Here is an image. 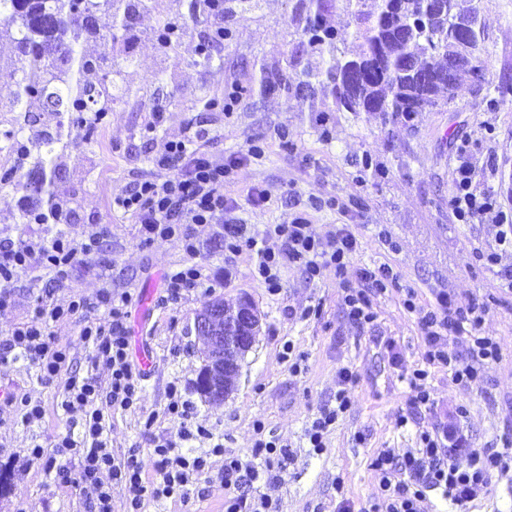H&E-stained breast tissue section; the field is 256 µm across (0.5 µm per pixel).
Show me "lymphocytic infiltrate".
Wrapping results in <instances>:
<instances>
[{"instance_id":"f902f5d3","label":"lymphocytic infiltrate","mask_w":512,"mask_h":512,"mask_svg":"<svg viewBox=\"0 0 512 512\" xmlns=\"http://www.w3.org/2000/svg\"><path fill=\"white\" fill-rule=\"evenodd\" d=\"M201 129L179 140L163 143L152 158L155 175L143 178L113 200V206L137 226L140 243L150 245L171 237L181 240L186 261L165 275L167 302H175L190 291L211 292L208 266L199 262L198 231L222 225L224 262L254 256L252 277L269 294L281 289L282 276L292 267L301 269L307 280L323 281L333 271L336 288L347 319L356 326L377 318L378 298L400 295L403 308L414 314L424 341L425 367L406 372L412 410L432 407L429 383L432 369L448 371L453 383L467 387L481 382L485 369L497 361L501 344L486 335L483 325L490 305L473 295L435 288L427 301H420L414 288L401 284L386 263L375 267L356 266L360 251L358 235L350 224H332L322 229L303 216L287 224L267 225L264 236L276 246H258L246 225L228 224L230 208L224 185L240 166L259 158L258 146L229 161L217 160L201 143L209 139ZM475 166L467 161L455 169L448 207L462 224L485 221L497 225V247L475 250L474 257L487 268H498L502 294L512 296V214L505 212L489 192L477 190ZM106 227L100 226L80 241L65 233L50 240H34L28 234L0 242V309L11 303V284L30 270L42 272L50 281L66 279L83 257L102 252ZM136 305L134 292L99 289L94 296L57 299L49 292L38 294L28 318L0 343V364L25 361L34 366L41 381H59L60 406L69 426L52 448L33 444L26 451L29 464L54 473L58 483L78 489L86 512H112L113 493L123 494V512H145L148 502L165 499L188 501L191 487L208 495L202 481L213 456L224 459L221 482L228 487L224 512H280L278 498L268 492L280 479L293 453L277 438H264L263 425H256L254 459L246 460L224 451L210 429L197 423L198 411L185 399L178 385L168 389L166 413L174 433L159 439L154 448L155 474L147 476L138 449L116 455L109 440L110 419L117 411L141 409L145 371L131 353L130 318ZM76 322L79 341L86 350V372L71 369L68 346L55 341L51 325ZM106 380H99V372ZM335 406L320 407L305 432L315 454H322L326 437L351 404L350 391L356 373L344 367L337 371ZM416 433V445L399 453L391 449L375 455L370 468L377 479L376 493L369 506L353 509L344 496L345 481L337 479L340 500L336 512H426L430 493L441 494L456 512H467L468 503L487 495L493 476L512 473V438L483 448L463 447L460 419ZM467 466H460L459 458Z\"/></svg>"}]
</instances>
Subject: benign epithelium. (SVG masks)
Segmentation results:
<instances>
[{
    "label": "benign epithelium",
    "instance_id": "benign-epithelium-1",
    "mask_svg": "<svg viewBox=\"0 0 512 512\" xmlns=\"http://www.w3.org/2000/svg\"><path fill=\"white\" fill-rule=\"evenodd\" d=\"M194 331L201 343L199 394L217 407L232 391L240 360L260 335V316L246 297L231 303L222 298L209 299L195 313Z\"/></svg>",
    "mask_w": 512,
    "mask_h": 512
}]
</instances>
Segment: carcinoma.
Instances as JSON below:
<instances>
[{"label": "carcinoma", "instance_id": "carcinoma-1", "mask_svg": "<svg viewBox=\"0 0 512 512\" xmlns=\"http://www.w3.org/2000/svg\"><path fill=\"white\" fill-rule=\"evenodd\" d=\"M346 9L356 26L357 50L344 61L336 57V33L328 22L325 0H317L315 12L305 19L303 42L318 56L295 74L296 87L327 88L334 104L347 112H376L382 127H413L420 109H434L453 101L462 77L480 88L485 69H476L483 59L482 43L487 20L476 0H448L445 14H432L425 26L402 34L403 18L423 11V0H346ZM121 19L120 26L101 30L99 19ZM136 15L135 0H0V36L13 40L18 51L15 97L0 112H15V127L3 132L14 147L15 165L0 173V192L32 196L46 193L55 170L51 168L56 146L61 143L64 118L75 119L97 131L112 112V104L124 90L113 84L115 70L107 65L118 38L131 31ZM97 36L103 52L97 57L80 53L81 40ZM364 65L361 77L350 75L349 60ZM100 74L97 81L84 76ZM57 117L54 131L38 132L43 152L30 157L23 135L37 122L36 113ZM32 164L22 173L25 164Z\"/></svg>", "mask_w": 512, "mask_h": 512}]
</instances>
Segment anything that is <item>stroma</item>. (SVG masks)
Returning <instances> with one entry per match:
<instances>
[{
  "instance_id": "1",
  "label": "stroma",
  "mask_w": 512,
  "mask_h": 512,
  "mask_svg": "<svg viewBox=\"0 0 512 512\" xmlns=\"http://www.w3.org/2000/svg\"><path fill=\"white\" fill-rule=\"evenodd\" d=\"M188 3L166 0L164 9L135 19L137 40L124 67L126 93L97 136H89L85 125L65 123L66 147L53 161L58 172L54 192L73 211L69 224L26 227L16 197L0 202L2 239L26 228L35 238L60 229L79 241L95 226L107 227L102 256L87 257L76 267L55 287L56 298L91 295L101 288H133L150 298L148 308H135L130 325L133 350L151 353L153 366L142 409L111 419L113 451L139 449L146 474L154 475L152 449L173 429L166 406L168 386L176 380L195 403L199 422L222 436L226 451L251 457L257 421L293 449L273 490L281 512H336L337 478H344L354 507L364 506L375 491L372 455L414 447L418 427L446 419L457 407L466 409L461 425L466 444L480 448L507 434L512 429V307L497 303V275L472 256L473 248H496L497 227L458 223L448 208V190L460 163L456 148L467 144L481 187L494 191L503 210L512 212V97L500 101L495 92L497 85L512 83V0H476L487 19L486 85L478 88L463 80L449 105L417 113L412 130L391 132L381 128L375 114L338 110L320 93L310 97L276 89L240 95V87L261 73L277 79L304 67L309 54L301 33L314 11L312 0H260L257 7L236 9L227 22L229 39L211 49L224 61L220 77L197 63L196 47L208 38L205 23L168 55L158 52L149 37L166 13L187 10ZM205 95H226L233 102L226 112L192 109V102ZM151 105L164 111L165 119L158 135L148 139L141 130ZM321 114L329 118L326 137L316 122ZM191 127L213 132L208 149L220 159L251 143L262 149L261 158L237 169L224 187L235 201L227 215L230 223L260 230L302 213L318 225L353 224L361 241L359 264H391L420 300L442 287L492 302L485 331L500 338L501 355L489 364L484 380L462 387L447 372H435L434 409L419 410L414 424L400 427V414L410 410V390L390 354L400 352L405 367L415 368L423 363V342L414 316L398 299L381 300L373 324L357 329L337 300L333 274L311 284L300 270L289 269L275 296L252 280L246 259H239L232 278H225L224 249L210 227L200 233V258L225 280L214 296L249 297L262 315V330L223 406L204 402L195 388L201 358L193 332L203 299L192 292L174 304L162 301L164 272L186 259L182 243L172 238L140 244L134 224L112 208L115 196L154 174L151 158L161 145ZM254 187L268 191L264 203H248ZM42 287L30 273L14 282V304L0 311V342L26 321ZM317 303L321 316L303 317V310ZM288 341L305 356V373H293L283 359ZM390 342L395 345L391 351L386 348ZM344 366L357 374L352 408L328 436L323 454L312 455L305 428L320 407L333 403L336 372ZM0 384L30 394L45 409L43 421L30 427L15 411L0 412V512H17L23 505L29 512H83L76 489L54 482L25 460V448L35 442L51 447L66 428L60 388L38 382L35 368L23 361L0 366ZM359 432L365 443L355 441Z\"/></svg>"
}]
</instances>
